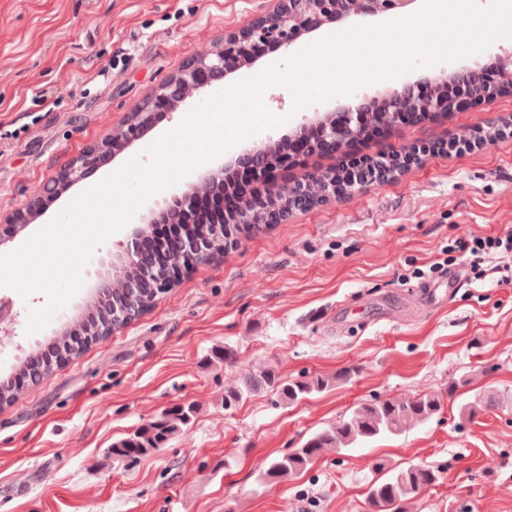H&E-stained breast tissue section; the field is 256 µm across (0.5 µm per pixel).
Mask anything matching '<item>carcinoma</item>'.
<instances>
[{
  "label": "carcinoma",
  "mask_w": 512,
  "mask_h": 512,
  "mask_svg": "<svg viewBox=\"0 0 512 512\" xmlns=\"http://www.w3.org/2000/svg\"><path fill=\"white\" fill-rule=\"evenodd\" d=\"M185 236L209 242L210 252L224 253L228 240L213 235L209 224H190ZM197 264V258L178 241H173L163 253L150 248L144 250L136 264L122 271L112 279L110 297L94 302L91 311L80 330L82 337L70 336L71 342L64 352L54 349L62 359L79 354L93 342L100 339L101 328H114L146 314L154 305L158 293L154 288L156 271H169L180 276L183 271ZM57 369L56 359L46 353L26 357L19 365L17 375L29 382H37L43 376ZM332 386V381L323 376L283 381L272 370L246 374L240 386L224 391V407L240 403L244 397L261 390H271L290 403L298 402L313 393H319ZM498 404L491 395L483 401L463 403L459 415L470 419L478 412ZM443 401L435 396L398 398L362 403L345 419L336 425L323 429L300 447L293 448L276 458L263 473L268 483L291 478L309 464L327 453H340L360 442L368 441L382 434H396L408 422H423L438 414ZM192 407H178L166 412L162 418L150 421L135 432L112 444V455L135 460L160 448L172 435L189 423ZM439 471L428 466H409L393 473L388 479L371 486L367 495L368 512H403L406 500L435 484Z\"/></svg>",
  "instance_id": "1"
}]
</instances>
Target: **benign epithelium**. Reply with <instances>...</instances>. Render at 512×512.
Returning a JSON list of instances; mask_svg holds the SVG:
<instances>
[{"label":"benign epithelium","mask_w":512,"mask_h":512,"mask_svg":"<svg viewBox=\"0 0 512 512\" xmlns=\"http://www.w3.org/2000/svg\"><path fill=\"white\" fill-rule=\"evenodd\" d=\"M271 10L248 19L234 31L224 35V41L204 50L197 57L183 63L173 76L159 87L154 96L169 100L168 111L177 112L193 103L194 94L211 85V81L227 77L243 68L252 67L257 60L258 49L273 44L285 49L298 43L304 36L328 24H338L353 17L384 18L405 17L412 13V5L418 0H272ZM479 89L480 97L491 101L506 90H512V52L496 55L483 65L474 68H455L446 64L413 83L388 88L374 97L354 95L347 105L328 112H308L299 124L297 139L305 140V149L319 153L336 149L366 134L373 116H381L382 124L409 123L419 115H431L448 110L460 111L469 106L474 97L473 89ZM141 110L129 113L125 121L112 130L108 141L90 146L80 157L72 161L62 173L69 183H77L88 165L109 152L125 149L140 139L143 128L138 123ZM267 143L245 149L231 161L233 165L250 163L267 172L270 182L277 181L278 169L289 160L288 154L279 151L281 141L274 136L266 137ZM396 176L393 170H384L371 161L361 163L360 168L350 171L347 178L352 187L341 188L325 178V172L310 170L288 183V200L282 203L283 188L263 199H247L233 210L213 221L216 235L224 236L236 224H286L294 215L323 206L333 199L352 193V189L364 188L373 183L387 181ZM224 183V166L208 168L199 173L184 189L172 190L165 198V208L160 217L140 218L130 233V244L125 260L135 263L140 256L139 244L143 225L156 224L158 219L177 222L193 208L197 194ZM54 187L46 185L33 196L26 209L14 213L8 223L12 228L28 227L42 213L44 198ZM14 318L0 313V346L12 343Z\"/></svg>","instance_id":"obj_1"}]
</instances>
